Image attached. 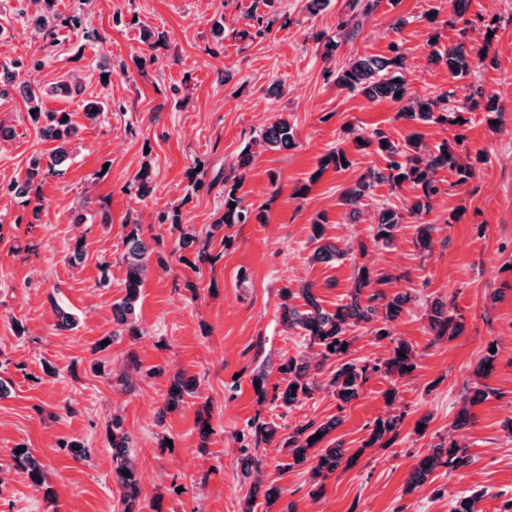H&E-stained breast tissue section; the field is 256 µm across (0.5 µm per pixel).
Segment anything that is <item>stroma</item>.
Instances as JSON below:
<instances>
[{
  "label": "stroma",
  "instance_id": "obj_1",
  "mask_svg": "<svg viewBox=\"0 0 512 512\" xmlns=\"http://www.w3.org/2000/svg\"><path fill=\"white\" fill-rule=\"evenodd\" d=\"M347 0H329L309 13L304 0H55L53 34L32 23L33 0H0V73L26 62L7 95L0 121L12 129L0 141V512H122L112 473L109 425L120 417L137 462L135 512H449L451 500L477 492L480 512H501L512 499V0H469L474 28L449 25L448 0H383L362 33L325 60L317 34H335ZM438 22H430L431 10ZM264 35L243 38L253 16ZM79 17L72 27L70 17ZM496 20L493 39L483 24ZM165 42L139 68L145 32ZM488 46L469 74L454 77L430 64L432 43ZM406 53L404 76L421 95L449 91L462 104L482 87L502 113L489 124L483 110L464 126L421 127L399 118L390 100H368L327 80L326 70L353 55H386L391 42ZM69 81L74 95L44 99L51 112L68 113L79 127L69 157L41 188V207L3 187L25 178L29 158L48 151L27 116L26 87ZM102 102L100 121L84 116ZM292 126L288 150H264L261 130L277 120ZM384 131L394 142L421 132L428 145L464 135L463 152L483 155L474 177L459 185L446 170L444 194L423 220L400 225L397 243L374 240L380 204L407 209L411 184L380 186L357 220L341 206V191L379 155L357 149L353 138ZM253 159L239 170L243 148ZM344 150L349 168H320L330 151ZM150 165L146 196L136 175ZM201 185H194L196 167ZM237 184L252 212L249 223L218 225L224 188ZM178 208L180 229L160 222ZM459 213L449 222L451 213ZM83 222H76V215ZM323 219L325 238L342 258L315 262L311 226ZM432 225L431 242H416V225ZM139 226L164 267H152L135 320L141 336L116 335L112 307L125 295L124 239ZM199 239L180 248L179 233ZM81 260L71 261L77 240ZM213 255L200 262L198 248ZM392 275L386 294L410 293L395 319L392 339L415 350V371L394 381L371 375L360 396L343 404L328 382L335 360L320 361L301 329L282 321L280 291L311 287L325 310L346 301L360 266ZM442 302L460 315L463 331L436 338L425 312ZM72 313L73 330H57V309ZM110 345L95 351V344ZM493 368L476 369L488 347ZM297 358L317 364L311 396L291 407L274 398L278 366ZM159 368L148 376L150 368ZM265 372V394L253 378ZM127 374L132 387L115 377ZM192 382L176 408L166 406L174 376ZM489 397L464 407L473 384ZM466 424H458L460 411ZM398 417V435L374 445L376 419ZM337 420L329 441L356 463L341 468L312 497L307 466L283 469V442L307 422ZM272 435L258 433V426ZM84 445L82 454L69 441ZM465 446L472 462L437 469L410 486L418 461L439 443ZM30 449L45 468L47 485L31 483L13 466L16 448ZM256 463L244 466V455ZM280 496L267 504L264 493Z\"/></svg>",
  "mask_w": 512,
  "mask_h": 512
}]
</instances>
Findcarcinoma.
Returning a JSON list of instances; mask_svg holds the SVG:
<instances>
[{
  "label": "carcinoma",
  "instance_id": "cac0c4a2",
  "mask_svg": "<svg viewBox=\"0 0 512 512\" xmlns=\"http://www.w3.org/2000/svg\"><path fill=\"white\" fill-rule=\"evenodd\" d=\"M382 2L383 0H347L346 12L338 18V29L342 32V37L354 39L362 29L363 23L377 12ZM432 46L434 49L431 51V63L443 66L455 77L468 75L473 58L463 43L439 47L434 41ZM405 66V53L399 43L393 42L389 46L388 55L355 56L340 68L328 72V76L332 77L333 82L341 89L359 92L370 100L389 99L401 104L399 116L407 121L463 126L467 123L464 111L477 109L493 114V117L489 118L491 123L499 119L500 112L494 99L485 95L480 87L472 89L466 98L467 105L462 111L449 106L450 98L453 96L451 92L429 97L417 95L406 83L403 74ZM70 91L71 85L67 82L39 94L30 89L26 90L29 109L34 111L30 118L37 125L39 135L46 141L57 143V146L46 153L31 156L25 181L20 185L15 182L8 184L4 187V192L23 196L32 194L37 201H42V183L56 173L57 163L67 158L66 145L77 134L76 125L71 118L65 117V113L43 111V96ZM260 142L271 150L289 149L294 145L293 129L286 121H276L261 131ZM371 146L374 147L375 153L385 160V165L382 168L369 169L354 184L344 189L340 202L348 209V217H358L363 199L372 194V190L379 185L388 184L397 188L404 183H410L419 191L406 211L401 212L388 207L381 209L377 214L374 239L384 246L394 244L398 227L405 223V217L421 219L422 215L430 211L432 200L444 193L441 180L438 178L439 171H451L456 176L455 184L462 185L474 176L476 163L481 161L477 156L474 161L466 164L461 161L454 145L445 142L437 147H430L424 143L419 132L411 133L405 139V143L400 144L393 142L384 132L377 131L373 138L360 143L362 148ZM237 187L236 183L225 187L224 214L217 223L246 224L250 220L251 212L242 204L241 197L237 195ZM311 230L310 240L316 243L311 256L313 261L329 262L341 255V250L336 244L323 241V224L317 221L312 224ZM125 246L126 295L113 306V313L114 321L120 326L118 332L125 331L136 337L139 331L134 319L135 303L150 273L149 261L152 250L140 236V229L136 225L126 235ZM391 281L392 277L389 275L373 277L366 267H361L348 300L336 305L333 312L322 308L309 287L301 289L308 306L303 312L291 304V300L294 299L292 290L284 288L281 291L283 323L304 330V335L310 337V343L319 347L322 360H339L330 386L334 388L336 398L344 404L359 397L371 373H380L395 382L409 376L416 369L412 346L403 339L392 338L388 332L389 323L398 318L412 300L410 294L396 292L388 296L383 292H376L365 299L362 298L364 289L370 287L371 283L388 284ZM369 323L373 324L372 333L377 339L382 340L386 336L391 338L392 347L387 358L379 359L371 366H362L349 359L352 339L347 336V331L353 326ZM429 328L437 337L456 336L461 331L460 318L438 303L432 306ZM311 370L310 363L294 358L280 363L278 371L287 380L284 390L280 392L284 405L292 406L299 402L300 398L311 395ZM190 390L191 385L185 383L180 376H175L167 400L168 407H176L183 394ZM396 427L395 419L376 420L372 430L373 441L383 439L394 432ZM334 428V420L321 425L311 421L298 427L283 444L291 457V462L286 464V468L309 465L314 495L320 493L322 481L335 473L340 466L350 467L356 462L354 456L345 457V450L339 444L332 443L325 448H318L322 438ZM318 433L321 434V438L313 439ZM109 437L113 473L122 490L123 512H133V503L139 495L137 467L136 462L128 455L131 438L123 430L120 419L116 417L112 419ZM13 460L33 484L46 483L44 467L29 449L23 448L21 452L14 453ZM469 463L470 458L466 449L453 444L447 447L440 444L418 462L410 474L408 484L415 486L423 483L438 467L445 466L456 470ZM477 502L476 495L459 496L451 502L450 512H477Z\"/></svg>",
  "mask_w": 512,
  "mask_h": 512
}]
</instances>
